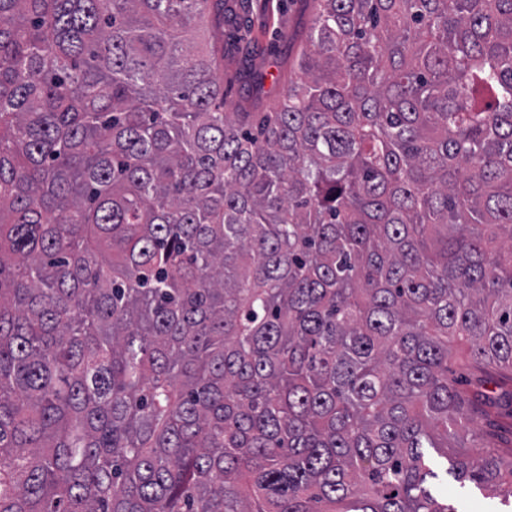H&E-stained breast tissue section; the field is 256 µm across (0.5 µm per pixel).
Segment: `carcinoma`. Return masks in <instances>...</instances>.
Masks as SVG:
<instances>
[{
    "label": "carcinoma",
    "mask_w": 512,
    "mask_h": 512,
    "mask_svg": "<svg viewBox=\"0 0 512 512\" xmlns=\"http://www.w3.org/2000/svg\"><path fill=\"white\" fill-rule=\"evenodd\" d=\"M226 112L224 0H0V512H457L512 479V0H313ZM194 35H189V32ZM481 448V463L466 449ZM512 419L505 416H492L485 419L481 416L474 417L471 427L486 433L498 446H512ZM448 487V503H455L459 512H512V486L508 480L495 484L490 490H480L475 484L461 488L452 476L444 474L443 490ZM511 488V494L509 489ZM510 502L509 507L501 503Z\"/></svg>",
    "instance_id": "carcinoma-1"
}]
</instances>
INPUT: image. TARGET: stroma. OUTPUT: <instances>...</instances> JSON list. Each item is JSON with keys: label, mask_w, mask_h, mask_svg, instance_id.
<instances>
[{"label": "stroma", "mask_w": 512, "mask_h": 512, "mask_svg": "<svg viewBox=\"0 0 512 512\" xmlns=\"http://www.w3.org/2000/svg\"><path fill=\"white\" fill-rule=\"evenodd\" d=\"M312 14L309 0H225L224 25L212 34L224 47L221 78L228 111H273ZM447 487L458 512H512V484L482 490L451 480Z\"/></svg>", "instance_id": "stroma-1"}]
</instances>
